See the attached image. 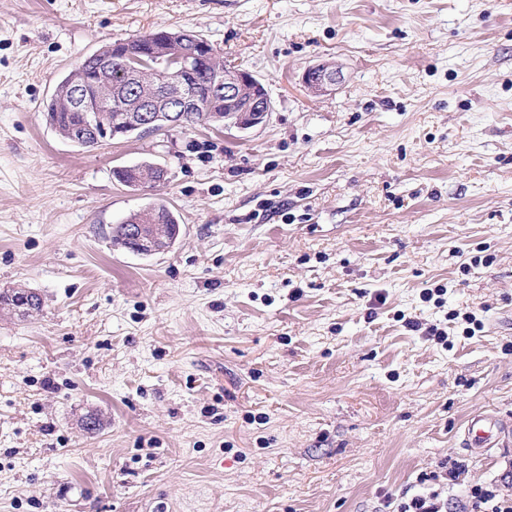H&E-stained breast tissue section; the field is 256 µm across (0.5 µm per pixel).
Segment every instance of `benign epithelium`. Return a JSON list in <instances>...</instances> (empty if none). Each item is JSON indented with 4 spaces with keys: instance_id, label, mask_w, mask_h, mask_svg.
Segmentation results:
<instances>
[{
    "instance_id": "7a95c632",
    "label": "benign epithelium",
    "mask_w": 512,
    "mask_h": 512,
    "mask_svg": "<svg viewBox=\"0 0 512 512\" xmlns=\"http://www.w3.org/2000/svg\"><path fill=\"white\" fill-rule=\"evenodd\" d=\"M189 32L174 36L167 31L161 37L150 42L149 54L161 67L150 72L162 74L158 85L162 90L152 89L150 93L135 97L140 87L145 85L147 74L141 67V60L130 56L125 60L127 71L125 95L136 99L137 115L132 125L140 128H154L164 121L169 127L181 123V113L189 104L187 88L183 83V73L205 64L213 66V56L206 52L190 55L187 39ZM343 80L341 68L333 62L321 63L306 70L302 75L304 86L315 94L327 93ZM214 87L219 95L226 98L248 97V107L238 121V127L246 129L264 123L273 110L272 101L264 85L251 73L234 68L216 70ZM112 75H107L98 83L90 86L83 81L69 84V104L76 112H108L124 110V104L112 103Z\"/></svg>"
}]
</instances>
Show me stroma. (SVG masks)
<instances>
[{
	"instance_id": "1",
	"label": "stroma",
	"mask_w": 512,
	"mask_h": 512,
	"mask_svg": "<svg viewBox=\"0 0 512 512\" xmlns=\"http://www.w3.org/2000/svg\"><path fill=\"white\" fill-rule=\"evenodd\" d=\"M160 30L252 73L268 119L46 126L81 60ZM144 162L166 182L115 179ZM159 204L174 244L113 245ZM13 288L43 307L0 315V512H392L455 462L449 505L512 484V447L463 443L473 413L512 425V0H0ZM304 86L315 94L327 93L343 80L341 68L333 62L321 63L309 68L302 75ZM137 224L148 225L144 230L148 236L156 240H176L180 233V224L173 212L165 205H155L153 207L130 214L123 224H116L112 227V242L126 249H134L135 242L131 239V227H137ZM143 234L139 231L137 235L141 244L136 246L135 252L143 255L151 254L158 249V242L148 237L142 238Z\"/></svg>"
}]
</instances>
